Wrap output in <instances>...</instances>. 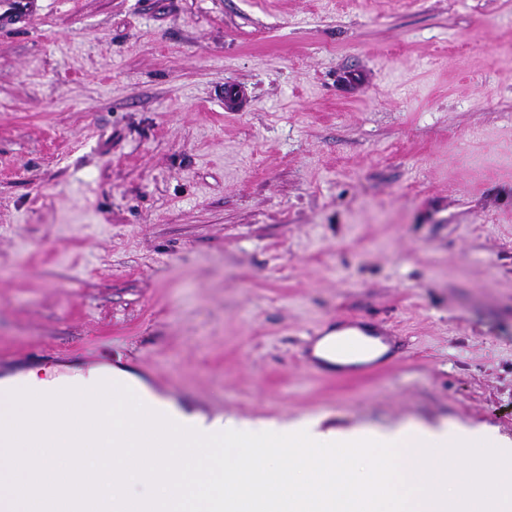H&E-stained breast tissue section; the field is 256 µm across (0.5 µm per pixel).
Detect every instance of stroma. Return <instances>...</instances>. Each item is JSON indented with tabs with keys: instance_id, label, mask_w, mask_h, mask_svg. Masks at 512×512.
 I'll use <instances>...</instances> for the list:
<instances>
[{
	"instance_id": "obj_1",
	"label": "stroma",
	"mask_w": 512,
	"mask_h": 512,
	"mask_svg": "<svg viewBox=\"0 0 512 512\" xmlns=\"http://www.w3.org/2000/svg\"><path fill=\"white\" fill-rule=\"evenodd\" d=\"M38 4L0 32V377L512 437V0ZM350 317L390 364L309 366ZM388 360L384 355L374 357L363 361L357 366L346 365L338 366L336 369L337 377H349V376H365L376 372L378 369L387 366Z\"/></svg>"
}]
</instances>
